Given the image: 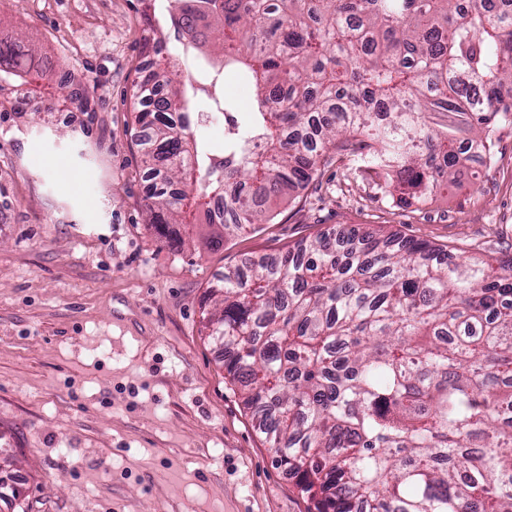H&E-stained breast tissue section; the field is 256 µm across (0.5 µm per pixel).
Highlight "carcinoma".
<instances>
[{
    "label": "carcinoma",
    "mask_w": 512,
    "mask_h": 512,
    "mask_svg": "<svg viewBox=\"0 0 512 512\" xmlns=\"http://www.w3.org/2000/svg\"><path fill=\"white\" fill-rule=\"evenodd\" d=\"M175 44L144 42L132 99L151 223L223 236L276 217L271 201L334 159L429 200L465 160L454 135L495 151L512 127V0H138ZM217 86L223 154L197 141L194 98L172 56ZM38 47L0 37V97L95 118L87 91L60 100ZM454 112L445 130L433 112ZM208 337L224 374L295 479L306 512H512V255L448 260L426 241L343 229L300 239L211 282ZM242 83L237 79V75L232 72L224 73V99L232 102L235 105L234 115H236L239 119L241 118V112L243 110H247L250 107L252 102V91L251 95L248 91L247 96L243 98L242 90L240 89V85Z\"/></svg>",
    "instance_id": "cac0c4a2"
}]
</instances>
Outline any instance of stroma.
<instances>
[{"mask_svg": "<svg viewBox=\"0 0 512 512\" xmlns=\"http://www.w3.org/2000/svg\"><path fill=\"white\" fill-rule=\"evenodd\" d=\"M0 31L86 86L94 120L0 112V512H306L207 336L225 267L320 231L381 229L480 255L512 244V130L495 170L464 163L419 204L344 158L282 201L274 223L181 251L149 224L130 89L138 0H0Z\"/></svg>", "mask_w": 512, "mask_h": 512, "instance_id": "35a3bbf8", "label": "stroma"}]
</instances>
